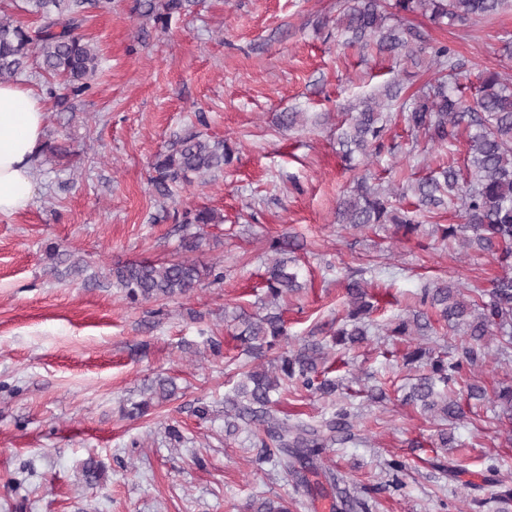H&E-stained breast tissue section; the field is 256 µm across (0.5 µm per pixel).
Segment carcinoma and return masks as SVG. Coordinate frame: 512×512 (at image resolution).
<instances>
[{
	"label": "carcinoma",
	"instance_id": "1",
	"mask_svg": "<svg viewBox=\"0 0 512 512\" xmlns=\"http://www.w3.org/2000/svg\"><path fill=\"white\" fill-rule=\"evenodd\" d=\"M23 11L35 18L38 26L28 28L0 6V83L12 82L29 66L39 62L49 77L47 94L59 102L77 98L91 89L90 80L99 65V50L91 40L79 34L87 22L88 8H106L110 0H23ZM192 6V0H162L148 4V13L157 24L166 25L174 14ZM512 0H345L336 27L351 43L395 58L404 57L417 65L429 55L434 77L409 101L403 102L404 119L409 127L422 132L433 143L452 142L460 130L469 131V155L464 169L443 167L438 175L426 177L412 186L420 206L442 209L458 205L462 223L436 225L444 240L464 236V243L492 256L506 273L495 278L487 291L488 300L479 303L464 298L459 285L436 280L423 290V302L436 309L440 319L451 328L463 329L468 345L463 358L448 360L431 357L417 348L406 355V362L425 361L426 373L410 387L408 399L422 411L442 421L463 415L459 402L448 394L463 364L473 366L478 360L477 346L489 336L512 335V79L495 69L484 71L480 85L468 102L462 92L448 85V76L460 68L459 60L446 45L425 48L420 35L400 24L389 25L392 17L403 18L421 13L435 23L465 26L471 21L489 18L511 8ZM400 90L387 86L382 98L366 97L351 107L349 122L340 134L341 143L350 153L365 156L383 136L385 101H392ZM233 152L222 141L198 137L182 140L154 163L153 186L162 197L191 182L194 176H212L232 161ZM338 218L352 227L367 224L398 225L404 233H414L419 225L404 215L395 214L389 194L361 180L337 208ZM186 224H220L222 218L210 208H201L184 218ZM274 254L266 270L268 297L276 301L302 287L294 258L288 245L271 240ZM50 271L57 276L81 275L86 271L82 259L56 244L46 247ZM214 269L195 260L154 262L148 260L117 264L109 269L112 284L132 302L174 299L187 294L195 285L209 278ZM353 309L348 323L336 331V342L355 344L368 335L362 315L371 305L365 301L366 290L359 281L346 286ZM236 338L252 354L273 350L288 332L279 309L254 317L243 310L229 314ZM324 359L323 348L304 343L284 350L274 358L273 368H259L242 375L233 393L224 398L226 431L240 426L254 428L253 436L263 454L276 460L277 466L296 487L311 488L310 477H322L334 484L336 474L325 468L323 458L333 446L351 436L350 413L344 408L322 419L317 425L290 423L275 409L274 395L293 384L320 394H329L336 385L329 380L315 383L318 364ZM498 419L512 423V384L495 392ZM248 512H290L288 501L262 499L247 505Z\"/></svg>",
	"mask_w": 512,
	"mask_h": 512
}]
</instances>
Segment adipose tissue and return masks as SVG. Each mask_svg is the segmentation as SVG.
I'll return each instance as SVG.
<instances>
[{"label": "adipose tissue", "instance_id": "adipose-tissue-1", "mask_svg": "<svg viewBox=\"0 0 512 512\" xmlns=\"http://www.w3.org/2000/svg\"><path fill=\"white\" fill-rule=\"evenodd\" d=\"M41 97L20 83L0 84V214H19L36 188L34 156L42 141Z\"/></svg>", "mask_w": 512, "mask_h": 512}]
</instances>
